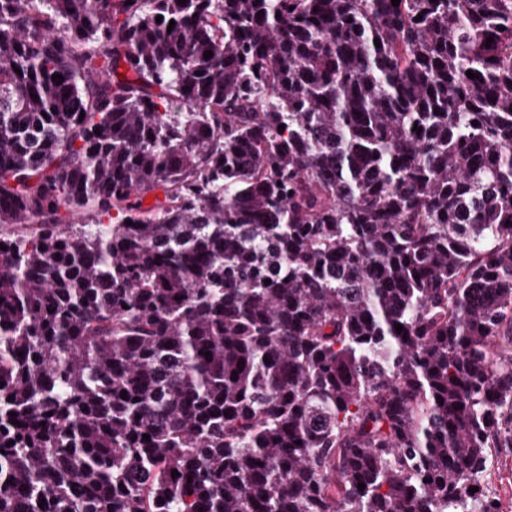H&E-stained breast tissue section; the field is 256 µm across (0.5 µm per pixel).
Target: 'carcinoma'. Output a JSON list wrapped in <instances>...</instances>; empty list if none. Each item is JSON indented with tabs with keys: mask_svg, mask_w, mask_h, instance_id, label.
I'll return each instance as SVG.
<instances>
[{
	"mask_svg": "<svg viewBox=\"0 0 512 512\" xmlns=\"http://www.w3.org/2000/svg\"><path fill=\"white\" fill-rule=\"evenodd\" d=\"M6 224L0 512H501L512 0H0ZM485 489L499 500L502 512H512V449L500 448L487 472Z\"/></svg>",
	"mask_w": 512,
	"mask_h": 512,
	"instance_id": "carcinoma-1",
	"label": "carcinoma"
}]
</instances>
